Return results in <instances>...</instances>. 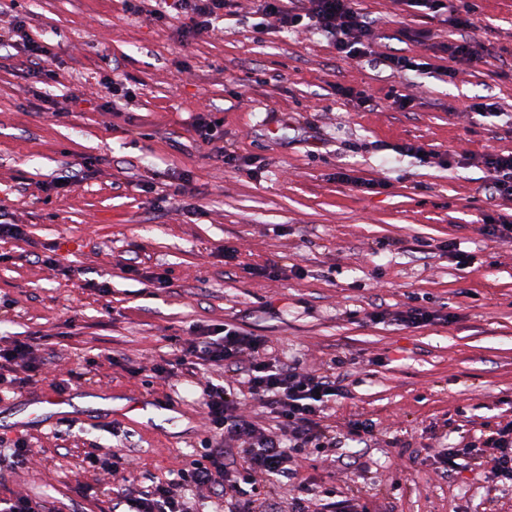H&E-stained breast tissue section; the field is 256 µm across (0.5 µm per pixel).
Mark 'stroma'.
<instances>
[{"instance_id": "1", "label": "stroma", "mask_w": 512, "mask_h": 512, "mask_svg": "<svg viewBox=\"0 0 512 512\" xmlns=\"http://www.w3.org/2000/svg\"><path fill=\"white\" fill-rule=\"evenodd\" d=\"M474 2L477 56L454 65L451 25L360 0L381 52L431 65L396 73L310 31H254V0H233L204 37L125 0H0V32L22 27L0 47V224L24 230L0 238V348L25 343L43 368L0 383V497L110 512L118 491L176 478L220 439L199 380H237L188 349L228 324L309 370L347 363L350 394L327 422L377 433L307 449L298 480L363 512H512V487L470 458L446 475L439 463L512 425V242L479 231L487 215L512 221V199L483 192L480 161L512 151V0ZM29 40L50 45L46 64L30 62ZM108 78L124 95L103 112ZM394 90L411 105L392 108ZM481 101L497 115L471 121ZM201 113L238 166L199 138ZM417 297L438 321L401 325ZM95 448L130 469L89 464Z\"/></svg>"}]
</instances>
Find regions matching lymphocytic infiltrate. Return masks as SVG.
I'll return each mask as SVG.
<instances>
[{"mask_svg":"<svg viewBox=\"0 0 512 512\" xmlns=\"http://www.w3.org/2000/svg\"><path fill=\"white\" fill-rule=\"evenodd\" d=\"M165 2L166 9L187 15V31L196 36L212 32L224 12V0ZM166 9L153 10L152 19L162 21ZM260 10L263 18H275L281 28L322 35L342 59L359 61L378 52V35L360 12L357 0H260ZM189 352L246 376V390L209 382L202 393V405L213 430L238 444L244 474L238 477L229 473L223 449H208L203 460L181 469L176 481L156 484L135 499L133 512H193L182 494L188 487L231 491L238 496L237 512H264L250 490L256 479L288 476L295 455L308 446L323 442L335 445L324 423L325 410L331 399L345 397V376L283 363L269 357L260 338L235 329L225 330L222 342L197 343ZM252 402L279 418V433L265 434L256 428L247 412ZM472 454L478 460L490 459V479L512 481V428L503 429Z\"/></svg>","mask_w":512,"mask_h":512,"instance_id":"1","label":"lymphocytic infiltrate"}]
</instances>
